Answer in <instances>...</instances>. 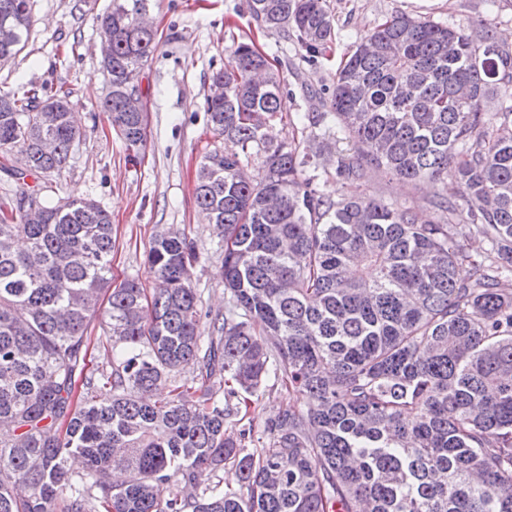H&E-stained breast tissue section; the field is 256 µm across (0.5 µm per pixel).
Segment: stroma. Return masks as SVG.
I'll use <instances>...</instances> for the list:
<instances>
[{
	"label": "stroma",
	"mask_w": 512,
	"mask_h": 512,
	"mask_svg": "<svg viewBox=\"0 0 512 512\" xmlns=\"http://www.w3.org/2000/svg\"><path fill=\"white\" fill-rule=\"evenodd\" d=\"M112 0H33L29 41L16 59L0 65V91L28 82L65 83L81 136L62 180H35L43 195L76 194L96 200L112 218V275L120 282L153 281L144 252L163 227L185 231L197 244L192 285L206 312L199 329L209 336L208 316L224 309V279L212 224L194 201L196 171L218 142L207 124L204 96L212 74L223 69L237 42L253 39L282 79L290 112L320 111L336 69L377 23L395 14L426 17L451 26L493 27L512 41V0H328L336 41L330 54L308 62L281 34L255 28L249 0H152L157 48L142 66L138 86L147 107V139L127 149L100 105L110 91L101 60L100 18Z\"/></svg>",
	"instance_id": "stroma-1"
}]
</instances>
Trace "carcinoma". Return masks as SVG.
Returning <instances> with one entry per match:
<instances>
[{"label":"carcinoma","instance_id":"cac0c4a2","mask_svg":"<svg viewBox=\"0 0 512 512\" xmlns=\"http://www.w3.org/2000/svg\"><path fill=\"white\" fill-rule=\"evenodd\" d=\"M147 2L112 0L100 20L112 34L101 109L132 150L145 111L130 96L156 49L135 23ZM250 15L303 59L336 40L328 0H250ZM32 25L31 0H0V27L17 35L0 38V63ZM482 34L405 14L371 29L324 111L296 113L335 122L350 145L336 156L335 137L309 155L269 135L289 116L280 74L254 42L235 46L204 110L240 151L206 153L194 189L219 238L215 315L192 286L196 246L172 227L146 248L155 288L113 284L108 212L79 195L51 204L25 183L69 166L70 91H0V158L24 152L7 168L20 187L0 204V512H512V45ZM332 156L357 186L374 170L433 184L441 219L321 195L305 172ZM471 238L486 243L476 256ZM98 314L108 370L87 361ZM190 362L198 373L177 378ZM268 379L299 405L267 418L250 448L235 427ZM74 461L98 494L71 483ZM228 464L238 487L182 495Z\"/></svg>","mask_w":512,"mask_h":512}]
</instances>
